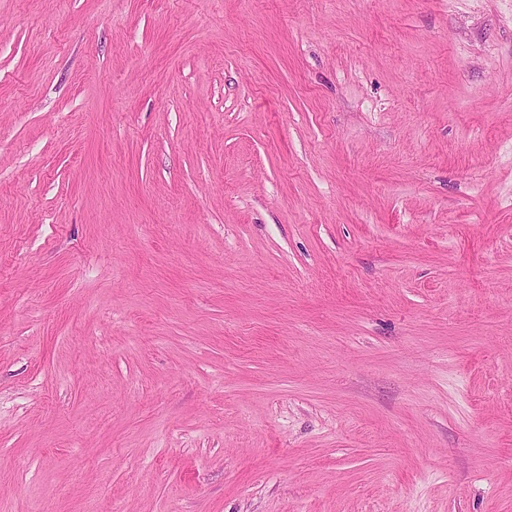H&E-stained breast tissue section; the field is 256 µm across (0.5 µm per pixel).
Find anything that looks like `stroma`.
I'll return each mask as SVG.
<instances>
[{"label":"stroma","instance_id":"stroma-1","mask_svg":"<svg viewBox=\"0 0 512 512\" xmlns=\"http://www.w3.org/2000/svg\"><path fill=\"white\" fill-rule=\"evenodd\" d=\"M0 512H512V0H0Z\"/></svg>","mask_w":512,"mask_h":512}]
</instances>
